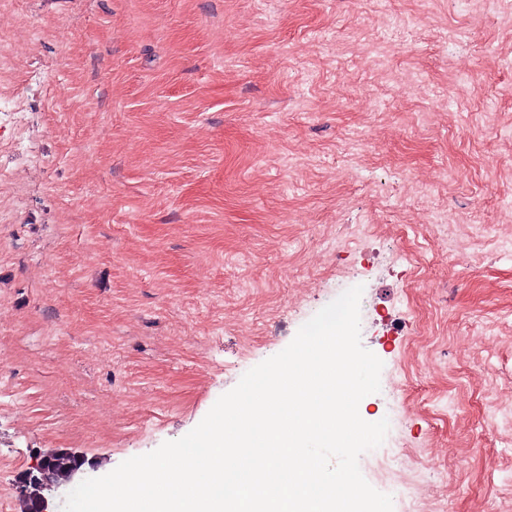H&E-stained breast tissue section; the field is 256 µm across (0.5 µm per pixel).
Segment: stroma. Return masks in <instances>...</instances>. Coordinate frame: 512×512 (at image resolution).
Returning a JSON list of instances; mask_svg holds the SVG:
<instances>
[{"label": "stroma", "mask_w": 512, "mask_h": 512, "mask_svg": "<svg viewBox=\"0 0 512 512\" xmlns=\"http://www.w3.org/2000/svg\"><path fill=\"white\" fill-rule=\"evenodd\" d=\"M356 285L364 479L512 512V0H0V512L48 454L183 437Z\"/></svg>", "instance_id": "1"}]
</instances>
